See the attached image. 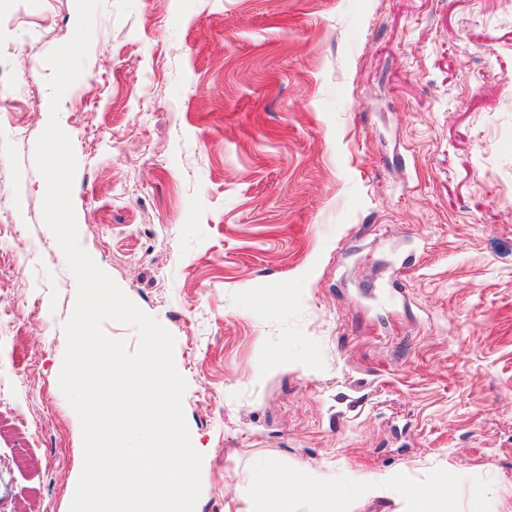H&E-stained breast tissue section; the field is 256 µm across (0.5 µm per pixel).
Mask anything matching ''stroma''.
<instances>
[{
  "label": "stroma",
  "mask_w": 512,
  "mask_h": 512,
  "mask_svg": "<svg viewBox=\"0 0 512 512\" xmlns=\"http://www.w3.org/2000/svg\"><path fill=\"white\" fill-rule=\"evenodd\" d=\"M75 0H0V512H69L76 282L45 225L46 55ZM59 123L81 246L175 338L196 512L267 460L356 512L448 482L512 506V0H103ZM391 497L361 501L366 482ZM484 489L481 498L471 490ZM32 70V62L20 52L1 53L0 50V83L4 78L9 85L19 84L28 80ZM4 74L7 76L4 77Z\"/></svg>",
  "instance_id": "obj_1"
}]
</instances>
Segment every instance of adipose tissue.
<instances>
[{"instance_id":"1","label":"adipose tissue","mask_w":512,"mask_h":512,"mask_svg":"<svg viewBox=\"0 0 512 512\" xmlns=\"http://www.w3.org/2000/svg\"><path fill=\"white\" fill-rule=\"evenodd\" d=\"M298 496L315 503L317 512H352L344 494L326 474L288 471L272 461L263 468L255 490L226 503L224 512H286L287 502ZM399 512H456L454 495L444 483L420 485Z\"/></svg>"}]
</instances>
